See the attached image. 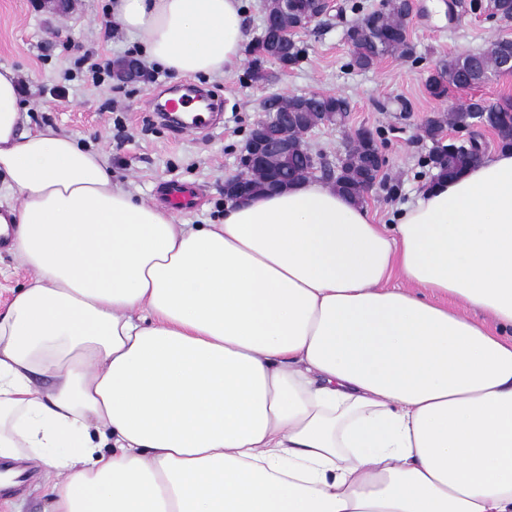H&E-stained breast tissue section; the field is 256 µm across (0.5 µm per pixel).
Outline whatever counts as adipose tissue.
I'll use <instances>...</instances> for the list:
<instances>
[{"instance_id": "adipose-tissue-1", "label": "adipose tissue", "mask_w": 512, "mask_h": 512, "mask_svg": "<svg viewBox=\"0 0 512 512\" xmlns=\"http://www.w3.org/2000/svg\"><path fill=\"white\" fill-rule=\"evenodd\" d=\"M109 9L176 75L243 60V0ZM27 120L0 66V459L50 512H512V149L388 224L310 179L178 224ZM9 242L0 245V311L4 312L13 292L29 283L32 273L8 250ZM17 472H27V481L22 486L0 493V512H45L51 498V488L56 481L52 472L45 471L37 462L15 463Z\"/></svg>"}]
</instances>
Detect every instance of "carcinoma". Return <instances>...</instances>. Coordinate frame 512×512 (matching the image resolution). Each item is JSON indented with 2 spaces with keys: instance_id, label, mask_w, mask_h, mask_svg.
Returning <instances> with one entry per match:
<instances>
[{
  "instance_id": "carcinoma-1",
  "label": "carcinoma",
  "mask_w": 512,
  "mask_h": 512,
  "mask_svg": "<svg viewBox=\"0 0 512 512\" xmlns=\"http://www.w3.org/2000/svg\"><path fill=\"white\" fill-rule=\"evenodd\" d=\"M475 10L489 12V15L508 24L512 22V0H473ZM350 47L348 66L367 70L374 67L386 55L410 58L414 46L404 21V10L396 0H382L381 6L359 18L346 30ZM252 60L246 77L252 82L268 79L265 63L272 60V52L264 38H259L251 47ZM512 59V39L503 38L494 42L484 52L466 53L448 58L438 65L426 78L427 93L436 99L448 96L452 88H472L502 74L512 73V66L504 63ZM349 111L345 99L331 95L316 100L306 108L303 121L296 128L288 129V138L299 140L304 132L321 124L337 125L345 120ZM483 113L484 124L491 129L501 147L512 148V100L486 105L477 99L455 105L448 110V120L436 118L427 124L425 133L434 140L443 123L466 129L473 125L476 113ZM378 149L376 140L367 132H359L351 146L340 158L333 187L359 201H364V192L369 188L368 159L370 151ZM480 146L473 144L466 148H450L437 144L429 154L427 163L438 176L454 177L477 160ZM309 161L297 153L271 157L266 165L253 172L247 180L252 194H262L270 187V174L280 171L285 176L303 180L307 176Z\"/></svg>"
}]
</instances>
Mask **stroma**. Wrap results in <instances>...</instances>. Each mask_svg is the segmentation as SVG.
<instances>
[{
	"mask_svg": "<svg viewBox=\"0 0 512 512\" xmlns=\"http://www.w3.org/2000/svg\"><path fill=\"white\" fill-rule=\"evenodd\" d=\"M58 2L42 0L37 7L32 0H0V66L14 69L28 88L30 128L49 124L92 146L111 164L113 179L147 203L164 202L167 185L190 187L197 201L174 210L179 224L220 223L224 181L240 170L246 140L268 97L318 92L349 101L345 122L315 128L308 144L332 163L354 132L374 135L385 164L366 192L365 204L379 224L389 223L433 176L425 164L433 148L423 132L428 120L471 96L490 104L512 98V74L467 92H449L444 100L429 96L425 89L426 76L442 60L512 38V24L471 10V0H415L409 24L413 57H385L367 71L346 68L345 32L356 15L350 9L352 0H334L328 15L296 32L294 39L305 48V57L285 70L267 63L268 81L246 80L241 69L225 77L188 79L155 66L152 82H112L98 88L73 71L76 53L118 60L139 42L117 21L111 31H104L107 0H66L63 8ZM191 82L223 99V118L206 132L176 134L160 124L151 95L158 91L168 96ZM31 277L28 267L1 244V312ZM25 470L28 479L23 485L0 493V512H46L56 476L35 462Z\"/></svg>",
	"mask_w": 512,
	"mask_h": 512,
	"instance_id": "1",
	"label": "stroma"
}]
</instances>
